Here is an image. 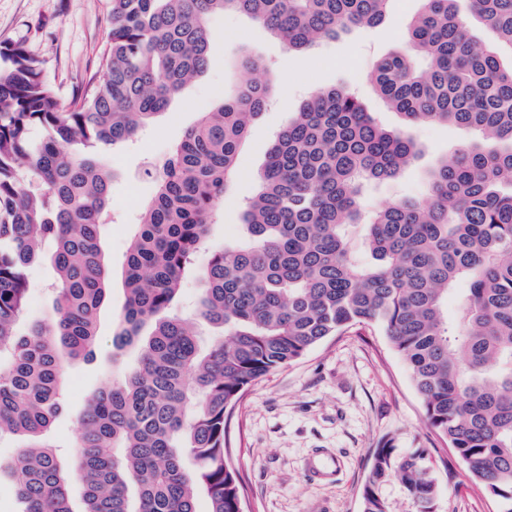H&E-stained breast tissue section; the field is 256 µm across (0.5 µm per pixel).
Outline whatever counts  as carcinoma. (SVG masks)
Segmentation results:
<instances>
[{
    "instance_id": "obj_1",
    "label": "carcinoma",
    "mask_w": 512,
    "mask_h": 512,
    "mask_svg": "<svg viewBox=\"0 0 512 512\" xmlns=\"http://www.w3.org/2000/svg\"><path fill=\"white\" fill-rule=\"evenodd\" d=\"M391 0H112L103 74L69 110L57 107L40 61L0 46V460L16 477L20 512H238L241 484L225 455L226 418L262 376L329 336L374 325L405 360L429 426L471 482L512 512V0H422L406 48L381 56L369 84L401 125L389 129L347 88L313 92L267 152L243 220L249 243L195 263L234 191L236 159L282 80L245 52L241 84L201 113L159 172L124 265L126 302L112 344L136 365L101 387L78 419L68 465L49 441L71 362L88 357L108 286L101 237L112 170L101 150L135 139L202 75L213 51L207 20L233 12L290 51L385 19ZM490 34L477 37L470 20ZM475 132L425 172L426 195L368 207L367 185L398 178L421 151L408 129ZM46 131L37 142L34 128ZM38 181L44 190L24 184ZM363 231L373 261L354 255ZM58 273L54 316L16 330L27 270ZM206 288L210 348L178 314L184 281ZM461 283L458 310L448 294ZM193 461V468L187 461ZM396 478L416 512H434L427 456L376 449L362 512H390Z\"/></svg>"
}]
</instances>
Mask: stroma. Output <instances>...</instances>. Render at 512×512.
Returning a JSON list of instances; mask_svg holds the SVG:
<instances>
[{
  "instance_id": "stroma-1",
  "label": "stroma",
  "mask_w": 512,
  "mask_h": 512,
  "mask_svg": "<svg viewBox=\"0 0 512 512\" xmlns=\"http://www.w3.org/2000/svg\"><path fill=\"white\" fill-rule=\"evenodd\" d=\"M419 7L420 0H392L382 25L323 41L309 56L288 52L245 17L213 16L208 21L213 53L206 72L181 92L167 113L143 126L134 142L105 150L114 172L110 222L102 227L110 277L93 354L69 365L66 406L51 432L62 462L70 460L78 417L91 395L136 360L135 350L113 349L112 332L126 298L125 257L141 222L142 204L154 193L142 171L161 166L201 112L234 93L244 78L238 46L255 48L264 63L281 73L286 95L250 129L237 159L236 190L225 198L223 215L210 225L196 257L202 266L213 252L246 242L241 214L255 191L267 150L310 93L332 85L357 88L383 124L398 125V116L369 93L367 74L380 55L400 47L403 29ZM111 8L112 0H0V46H23L41 60L58 105L73 107L89 79L100 73ZM414 135L424 148L423 157L398 179L375 187L367 197L370 205L424 195V168L472 138L457 127L437 124L418 126ZM55 279L49 263L28 269L26 321L52 315ZM227 441L228 456L244 483L246 512H362L361 488L373 452L384 441L402 453L426 451L439 487L437 512L499 509L497 501L473 485L462 463L428 426L404 361L371 327L328 337L252 386L228 417ZM317 454L338 458L335 477L317 481L308 476L306 463Z\"/></svg>"
}]
</instances>
